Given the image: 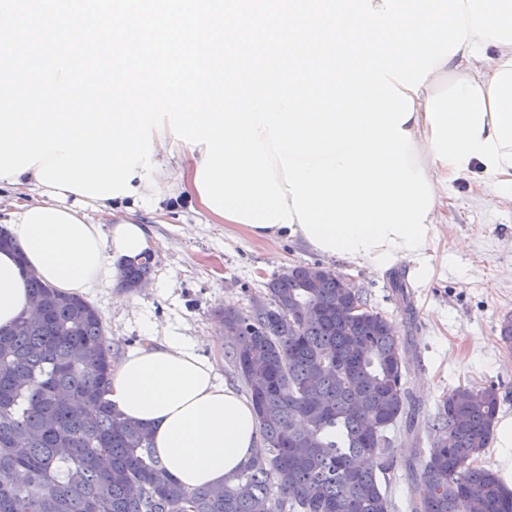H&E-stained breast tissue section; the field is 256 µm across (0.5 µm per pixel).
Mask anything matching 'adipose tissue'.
<instances>
[{"label": "adipose tissue", "instance_id": "1", "mask_svg": "<svg viewBox=\"0 0 512 512\" xmlns=\"http://www.w3.org/2000/svg\"><path fill=\"white\" fill-rule=\"evenodd\" d=\"M469 50L462 45L434 67L403 125L436 198L441 187L475 168L481 191L512 188V44H488L482 60ZM153 146L152 159L160 165L153 179L176 174L178 190L201 207L195 181L205 145L176 140L168 130L154 137ZM131 184L137 195L104 200L39 185L32 168L0 180L13 190L39 189L38 200L17 204L8 221L15 247L0 251V330L30 307L28 272L80 296L152 250L144 226L127 218L148 188L137 178ZM94 211L114 217L110 233L92 221ZM109 397L125 417L151 429L156 454L188 488L222 485L259 444L250 400L231 384H218L214 361L175 333L114 365Z\"/></svg>", "mask_w": 512, "mask_h": 512}]
</instances>
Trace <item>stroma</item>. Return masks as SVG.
Instances as JSON below:
<instances>
[{
	"label": "stroma",
	"instance_id": "obj_1",
	"mask_svg": "<svg viewBox=\"0 0 512 512\" xmlns=\"http://www.w3.org/2000/svg\"><path fill=\"white\" fill-rule=\"evenodd\" d=\"M448 194V221L422 268L407 259L386 268L328 261L290 239L262 242L236 225L210 223L187 198L169 199L164 218L146 206L135 211L155 242L148 288L128 291L105 282L86 299L103 316L113 360L144 346L150 324L158 335L186 336L199 355L215 360L218 381L235 385L219 311L227 304L249 309L286 268L325 262L353 278L394 325L407 348L408 387L421 420L432 419L451 388L491 383L499 389L500 415L512 416V350L499 337L502 320L512 317V203L481 197L469 177L453 182ZM396 278L405 296L395 293ZM388 437L385 454L395 460L385 476L392 512H408L405 462L413 450L402 429L389 430Z\"/></svg>",
	"mask_w": 512,
	"mask_h": 512
}]
</instances>
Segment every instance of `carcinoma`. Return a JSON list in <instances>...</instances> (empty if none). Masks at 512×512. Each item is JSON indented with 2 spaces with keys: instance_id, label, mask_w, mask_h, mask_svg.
Returning a JSON list of instances; mask_svg holds the SVG:
<instances>
[{
  "instance_id": "1",
  "label": "carcinoma",
  "mask_w": 512,
  "mask_h": 512,
  "mask_svg": "<svg viewBox=\"0 0 512 512\" xmlns=\"http://www.w3.org/2000/svg\"><path fill=\"white\" fill-rule=\"evenodd\" d=\"M150 259L120 286L149 278ZM45 317L0 333V512H391L381 475L386 431L408 415L405 345L347 277L294 266L267 304L219 313L261 446L219 487L188 488L155 455L152 432L107 398L112 345L101 313L37 277ZM311 304L321 318L307 322ZM92 410L76 414L71 403ZM497 388L457 386L411 463L412 512H512V491L474 462L491 447ZM375 432H370L369 421Z\"/></svg>"
}]
</instances>
